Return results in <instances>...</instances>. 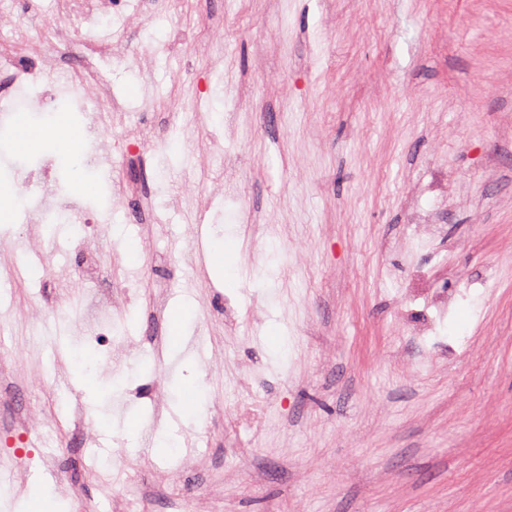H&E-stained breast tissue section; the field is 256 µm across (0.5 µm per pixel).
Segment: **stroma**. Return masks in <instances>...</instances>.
<instances>
[{
	"label": "stroma",
	"instance_id": "stroma-1",
	"mask_svg": "<svg viewBox=\"0 0 512 512\" xmlns=\"http://www.w3.org/2000/svg\"><path fill=\"white\" fill-rule=\"evenodd\" d=\"M127 39L147 57L107 80L139 122L193 102L207 120L181 113L179 146L116 171L120 129L59 99L91 127L83 186L62 140L0 147V184L49 164L45 197L107 212L90 244L120 258L83 280V225L31 237L37 197L0 229V512L34 483L57 512H512V0H141ZM233 110L223 188L205 140ZM169 277L206 363L153 309ZM105 315L121 355L93 336Z\"/></svg>",
	"mask_w": 512,
	"mask_h": 512
}]
</instances>
